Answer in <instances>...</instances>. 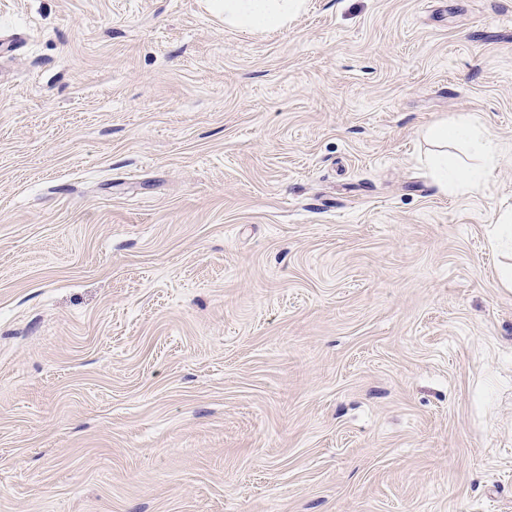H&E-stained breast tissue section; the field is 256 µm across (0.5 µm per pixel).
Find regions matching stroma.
Returning a JSON list of instances; mask_svg holds the SVG:
<instances>
[{"mask_svg":"<svg viewBox=\"0 0 512 512\" xmlns=\"http://www.w3.org/2000/svg\"><path fill=\"white\" fill-rule=\"evenodd\" d=\"M510 224L512 0H0V512H512ZM302 0H212V9L224 13V24L240 30L267 31L283 27L299 13ZM431 134L440 141H450L466 137L469 139L471 147L475 152L487 156L491 161L495 159L493 140L477 123L475 125L469 121L442 123L434 127Z\"/></svg>","mask_w":512,"mask_h":512,"instance_id":"obj_1","label":"stroma"}]
</instances>
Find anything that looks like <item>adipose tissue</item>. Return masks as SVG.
Wrapping results in <instances>:
<instances>
[{"mask_svg": "<svg viewBox=\"0 0 512 512\" xmlns=\"http://www.w3.org/2000/svg\"><path fill=\"white\" fill-rule=\"evenodd\" d=\"M225 25L247 31H267L287 25L299 13L303 0H211Z\"/></svg>", "mask_w": 512, "mask_h": 512, "instance_id": "1", "label": "adipose tissue"}]
</instances>
